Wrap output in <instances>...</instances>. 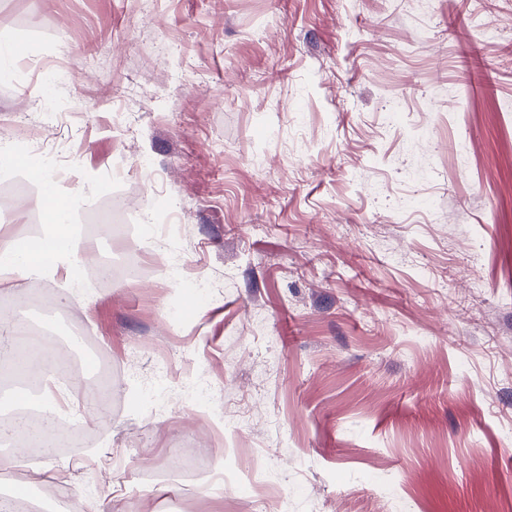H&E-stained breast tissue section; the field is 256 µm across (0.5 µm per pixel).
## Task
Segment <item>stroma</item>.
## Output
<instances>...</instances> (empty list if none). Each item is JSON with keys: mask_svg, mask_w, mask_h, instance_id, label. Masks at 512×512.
Instances as JSON below:
<instances>
[{"mask_svg": "<svg viewBox=\"0 0 512 512\" xmlns=\"http://www.w3.org/2000/svg\"><path fill=\"white\" fill-rule=\"evenodd\" d=\"M0 39V189L69 203L74 276L92 222L146 266L41 278L111 354L113 395L65 404L94 435L0 494L48 476L84 512H512V0H0ZM57 63L79 74L59 124L37 98ZM36 126L66 179L26 152ZM50 222L0 210V240ZM202 382L213 401L185 398Z\"/></svg>", "mask_w": 512, "mask_h": 512, "instance_id": "obj_1", "label": "stroma"}]
</instances>
